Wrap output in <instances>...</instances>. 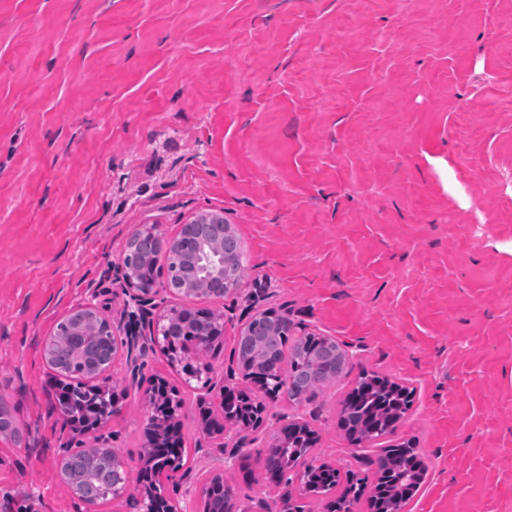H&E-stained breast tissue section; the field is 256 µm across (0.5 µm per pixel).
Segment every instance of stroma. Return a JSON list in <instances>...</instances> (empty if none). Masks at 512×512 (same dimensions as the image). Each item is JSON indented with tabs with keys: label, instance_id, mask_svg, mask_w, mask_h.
Instances as JSON below:
<instances>
[{
	"label": "stroma",
	"instance_id": "1",
	"mask_svg": "<svg viewBox=\"0 0 512 512\" xmlns=\"http://www.w3.org/2000/svg\"><path fill=\"white\" fill-rule=\"evenodd\" d=\"M205 211L239 241V287L210 303L164 291L165 264L154 280L160 310L223 313L194 357L213 385L266 310L344 343L351 373L217 436L200 411L220 400L151 343L138 376L121 357L97 379L120 417L76 435L44 339L88 304L125 336L130 237ZM365 369L414 391L383 441L428 469L410 512H512V0H0V512H85L58 475L80 445L139 475L155 375L189 450L162 495L202 512L219 475L267 512L284 489L260 462L289 421L319 437L309 463L368 470L379 444L340 413ZM242 434L248 475L219 450Z\"/></svg>",
	"mask_w": 512,
	"mask_h": 512
}]
</instances>
